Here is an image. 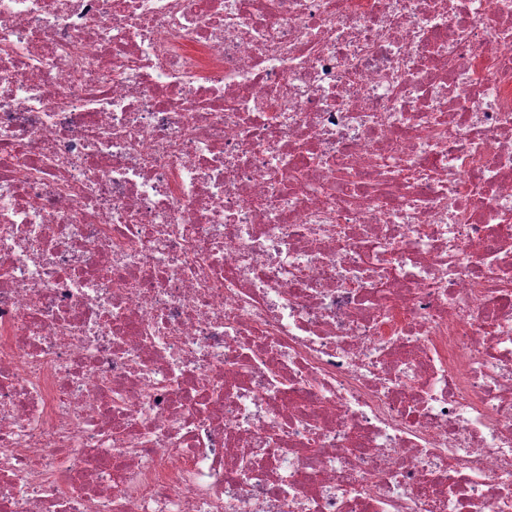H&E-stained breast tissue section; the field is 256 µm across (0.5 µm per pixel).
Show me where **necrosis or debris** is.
I'll return each mask as SVG.
<instances>
[{
    "label": "necrosis or debris",
    "mask_w": 512,
    "mask_h": 512,
    "mask_svg": "<svg viewBox=\"0 0 512 512\" xmlns=\"http://www.w3.org/2000/svg\"><path fill=\"white\" fill-rule=\"evenodd\" d=\"M0 512H512V0H0Z\"/></svg>",
    "instance_id": "obj_1"
}]
</instances>
